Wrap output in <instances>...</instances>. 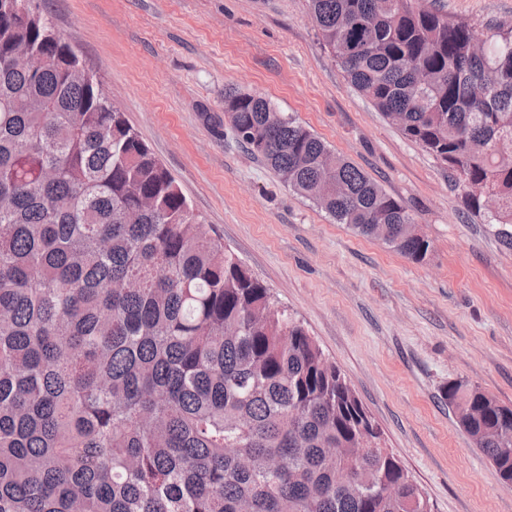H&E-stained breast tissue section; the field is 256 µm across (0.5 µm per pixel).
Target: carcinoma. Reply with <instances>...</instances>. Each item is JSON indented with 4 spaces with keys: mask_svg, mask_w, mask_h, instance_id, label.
Masks as SVG:
<instances>
[{
    "mask_svg": "<svg viewBox=\"0 0 512 512\" xmlns=\"http://www.w3.org/2000/svg\"><path fill=\"white\" fill-rule=\"evenodd\" d=\"M349 85L512 248V28L479 43L423 0H307ZM0 0V512H415L424 497L336 363L224 251L51 20ZM29 47L32 72L14 62ZM237 144L337 224L419 263L404 205L265 97ZM512 484V408L448 382ZM374 445L361 458L331 448Z\"/></svg>",
    "mask_w": 512,
    "mask_h": 512,
    "instance_id": "obj_1",
    "label": "carcinoma"
}]
</instances>
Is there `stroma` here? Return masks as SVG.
I'll return each mask as SVG.
<instances>
[{"label":"stroma","mask_w":512,"mask_h":512,"mask_svg":"<svg viewBox=\"0 0 512 512\" xmlns=\"http://www.w3.org/2000/svg\"><path fill=\"white\" fill-rule=\"evenodd\" d=\"M479 38L512 0H440ZM100 78L211 234L341 369L434 512H512L448 410V382L512 407V249L461 185L346 82L306 0H33ZM262 95L398 198L431 242L413 263L294 194L224 126Z\"/></svg>","instance_id":"1"}]
</instances>
